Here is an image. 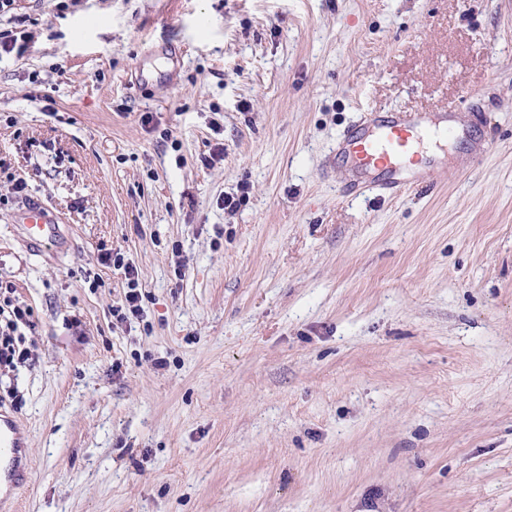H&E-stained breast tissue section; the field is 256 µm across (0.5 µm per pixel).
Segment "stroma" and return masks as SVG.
<instances>
[{"label": "stroma", "instance_id": "stroma-1", "mask_svg": "<svg viewBox=\"0 0 512 512\" xmlns=\"http://www.w3.org/2000/svg\"><path fill=\"white\" fill-rule=\"evenodd\" d=\"M15 14L0 159L60 224L27 246L0 173L35 465L0 512H512V0ZM444 106L456 180L342 193L346 127ZM125 279H126V292L124 294V305L120 307H117L114 311L116 313L117 319L120 321H124L131 316L138 315L140 312L142 306V293L139 288V278L138 273L125 266Z\"/></svg>", "mask_w": 512, "mask_h": 512}]
</instances>
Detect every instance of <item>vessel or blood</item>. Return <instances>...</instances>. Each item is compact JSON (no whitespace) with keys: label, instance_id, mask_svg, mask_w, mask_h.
I'll use <instances>...</instances> for the list:
<instances>
[{"label":"vessel or blood","instance_id":"b4317fda","mask_svg":"<svg viewBox=\"0 0 512 512\" xmlns=\"http://www.w3.org/2000/svg\"><path fill=\"white\" fill-rule=\"evenodd\" d=\"M447 118L429 120L418 113L370 111L344 130L339 148L352 162L349 189L355 194L378 193L391 198L416 183L435 177L455 178L456 170L445 167L437 155L423 156L424 143L441 144L453 134ZM22 221L26 238L38 247L58 234L48 208L40 201L25 206ZM19 421L0 412V458L8 459L7 479L10 487L27 482L28 472L19 465L23 445L18 436Z\"/></svg>","mask_w":512,"mask_h":512}]
</instances>
